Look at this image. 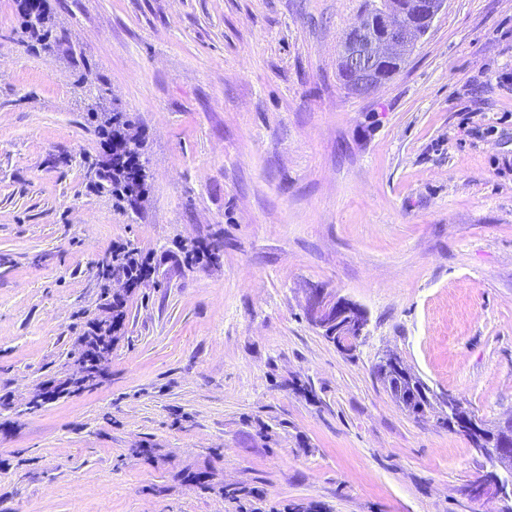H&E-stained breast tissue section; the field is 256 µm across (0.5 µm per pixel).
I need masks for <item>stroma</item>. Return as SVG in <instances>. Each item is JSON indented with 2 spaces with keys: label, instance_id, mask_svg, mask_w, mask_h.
I'll return each mask as SVG.
<instances>
[{
  "label": "stroma",
  "instance_id": "obj_1",
  "mask_svg": "<svg viewBox=\"0 0 512 512\" xmlns=\"http://www.w3.org/2000/svg\"><path fill=\"white\" fill-rule=\"evenodd\" d=\"M0 0V512H494L462 435L373 368L396 354L486 422L512 416V0H446L367 96L337 72L365 0H49L34 48ZM106 85L148 197L88 174ZM217 261L188 249L213 239ZM150 272L94 385L98 270ZM361 305L344 351L310 289ZM425 33L426 30L418 29L417 34L415 35V43L412 45V47L403 53H400L396 58L390 61L381 58L375 59L372 65L374 75L378 78L387 77L390 79L399 73L405 67V64L412 54L416 43L424 36ZM107 91L103 84L96 88L93 103L88 105L86 120L94 124L95 130L108 147L119 145L134 159L136 172L129 169L121 157L112 155L111 149L112 165L103 174L97 171L99 181L95 186L99 191L103 190L112 196V200L121 209L127 211L129 208L132 214H137L148 194V160L144 157V141L135 122L126 112L107 105ZM138 252L128 246L112 248V259L102 265L99 273L105 282L112 278L124 279L128 286L136 285L147 274L146 264L139 260Z\"/></svg>",
  "mask_w": 512,
  "mask_h": 512
}]
</instances>
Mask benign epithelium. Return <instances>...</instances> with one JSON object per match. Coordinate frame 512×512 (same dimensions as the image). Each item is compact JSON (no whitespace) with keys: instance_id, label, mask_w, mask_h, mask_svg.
<instances>
[{"instance_id":"benign-epithelium-1","label":"benign epithelium","mask_w":512,"mask_h":512,"mask_svg":"<svg viewBox=\"0 0 512 512\" xmlns=\"http://www.w3.org/2000/svg\"><path fill=\"white\" fill-rule=\"evenodd\" d=\"M439 6L440 0H413L409 20H394L385 13L380 36H371L345 49L349 76L357 94L365 95L378 86L371 68L376 53H392L407 45L415 29L432 24ZM305 313L324 335L334 338L343 348L359 340L368 325V315L362 307L343 297L333 298L322 288L310 289ZM476 452L492 460L494 477L477 481L469 495L476 501L499 504L497 512H512V417L499 423L497 447L478 448Z\"/></svg>"}]
</instances>
